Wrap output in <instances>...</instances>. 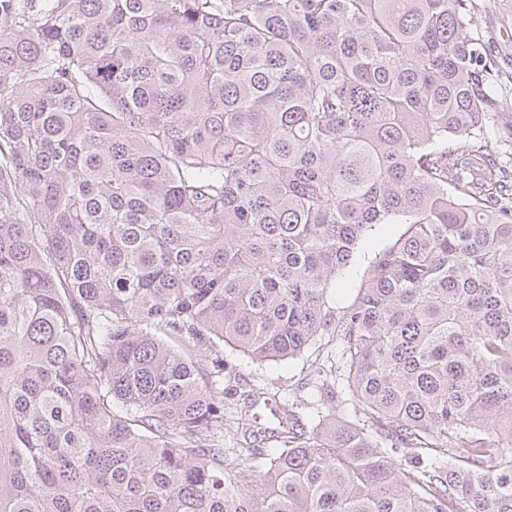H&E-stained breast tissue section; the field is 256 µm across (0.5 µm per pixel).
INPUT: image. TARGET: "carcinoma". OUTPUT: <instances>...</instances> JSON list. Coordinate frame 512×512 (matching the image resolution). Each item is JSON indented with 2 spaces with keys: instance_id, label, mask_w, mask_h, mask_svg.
Segmentation results:
<instances>
[{
  "instance_id": "1",
  "label": "carcinoma",
  "mask_w": 512,
  "mask_h": 512,
  "mask_svg": "<svg viewBox=\"0 0 512 512\" xmlns=\"http://www.w3.org/2000/svg\"><path fill=\"white\" fill-rule=\"evenodd\" d=\"M481 14L0 0V512H512V54ZM317 336L368 423L323 383L261 431L255 391L261 465L224 466L222 346ZM402 231L401 224H380L370 231L360 243L353 263L346 269L336 284V307L351 304L356 288L361 284V276L366 266L375 256L393 243Z\"/></svg>"
}]
</instances>
